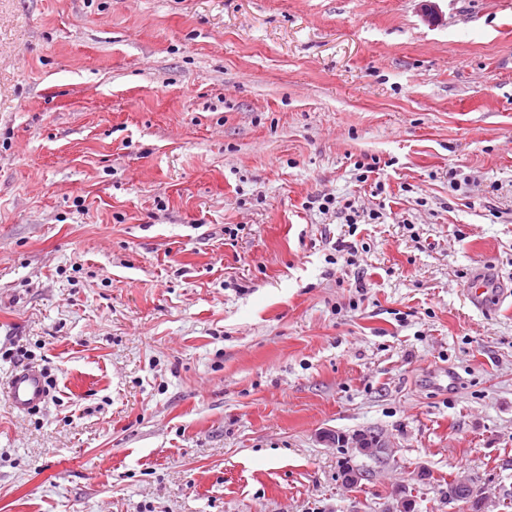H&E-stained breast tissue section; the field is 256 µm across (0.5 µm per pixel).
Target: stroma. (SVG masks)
Wrapping results in <instances>:
<instances>
[{
  "instance_id": "stroma-1",
  "label": "stroma",
  "mask_w": 512,
  "mask_h": 512,
  "mask_svg": "<svg viewBox=\"0 0 512 512\" xmlns=\"http://www.w3.org/2000/svg\"><path fill=\"white\" fill-rule=\"evenodd\" d=\"M435 2L0 0V512H512V0ZM466 291L471 306L482 311L498 306L507 296H511V291L503 287L502 280L485 268L473 271ZM48 385L44 374L33 368L14 373L8 382L11 404L20 411L38 408L48 397Z\"/></svg>"
}]
</instances>
